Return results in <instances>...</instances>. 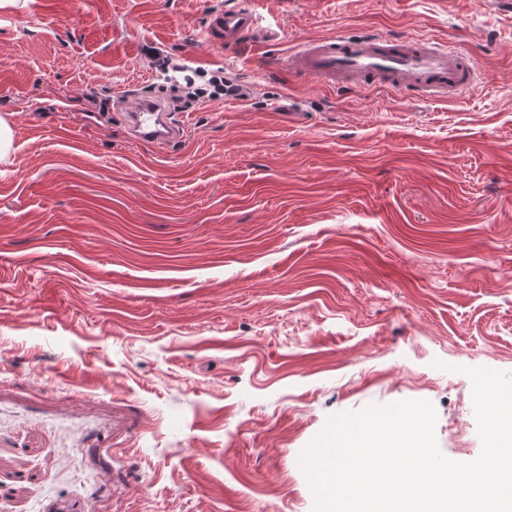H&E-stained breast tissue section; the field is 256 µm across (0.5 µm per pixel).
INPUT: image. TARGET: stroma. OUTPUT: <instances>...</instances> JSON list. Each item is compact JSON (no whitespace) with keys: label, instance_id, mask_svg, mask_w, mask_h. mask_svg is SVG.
I'll return each mask as SVG.
<instances>
[{"label":"stroma","instance_id":"stroma-1","mask_svg":"<svg viewBox=\"0 0 512 512\" xmlns=\"http://www.w3.org/2000/svg\"><path fill=\"white\" fill-rule=\"evenodd\" d=\"M276 41L222 46L212 12ZM452 42L483 78L428 100L296 73L297 45ZM248 105L129 140L159 59ZM0 512H312L329 415L430 401L482 442L470 368L512 374V0H0Z\"/></svg>","mask_w":512,"mask_h":512}]
</instances>
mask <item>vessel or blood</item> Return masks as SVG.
Returning <instances> with one entry per match:
<instances>
[{"instance_id":"vessel-or-blood-1","label":"vessel or blood","mask_w":512,"mask_h":512,"mask_svg":"<svg viewBox=\"0 0 512 512\" xmlns=\"http://www.w3.org/2000/svg\"><path fill=\"white\" fill-rule=\"evenodd\" d=\"M258 17L250 10L219 11L209 18L208 31L224 45L259 32ZM296 72L321 80L347 78L350 87L384 85L395 90L411 87L442 97L469 90L480 81L468 53L430 40L395 38L377 33L339 34L302 43L289 56ZM124 122L133 141L167 145L180 139L159 99H123Z\"/></svg>"}]
</instances>
